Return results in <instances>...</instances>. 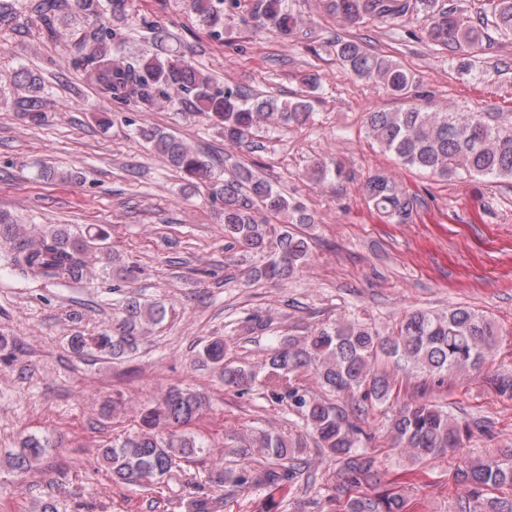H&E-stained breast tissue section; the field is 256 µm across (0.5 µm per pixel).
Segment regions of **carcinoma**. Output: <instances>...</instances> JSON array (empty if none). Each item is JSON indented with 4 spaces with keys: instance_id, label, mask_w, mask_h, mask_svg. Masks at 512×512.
Segmentation results:
<instances>
[{
    "instance_id": "obj_1",
    "label": "carcinoma",
    "mask_w": 512,
    "mask_h": 512,
    "mask_svg": "<svg viewBox=\"0 0 512 512\" xmlns=\"http://www.w3.org/2000/svg\"><path fill=\"white\" fill-rule=\"evenodd\" d=\"M73 2L88 22V27L70 38L73 62L99 94L111 101L134 104L144 113L185 105L220 127L224 145L231 148L241 147L263 127L313 121L311 93L320 88L316 73L309 74L305 90L289 100L222 85L207 68L184 55L128 53L120 29L106 21L107 13L121 12L124 0ZM67 5V0H41L37 13L48 39L59 40L56 11ZM189 6L209 37L222 44L224 15L241 8L242 0H189ZM413 8L427 17L423 39L458 56L463 67L472 66L482 51L483 28L457 9L440 5V0H326L327 12L348 28L371 19L400 26ZM483 11L501 32H512V0H485ZM251 19L258 28L276 30L284 40L303 25L302 15L292 10L288 0H253ZM330 47L339 64L355 78L410 101L401 111L365 115L367 136L402 165L443 180L460 175L512 180V124L490 121L482 112H460L446 104L423 101L413 73L352 36L338 38ZM14 79L29 92L22 117L41 123L45 82L24 68L15 72ZM130 124L138 125L137 134L170 168L206 187L209 199L220 205L229 246L259 256L258 264L245 273V281H287L304 268L310 253L303 228L315 220L303 205L289 199L253 167L239 162L218 174L197 148L153 126L147 118ZM308 176L323 183L345 179L348 173L337 159L324 155L313 162ZM364 192L372 208L389 220L403 223L416 212L415 196L385 172L372 174L364 183ZM107 240L108 231L100 225L79 237L60 224L30 231L0 211V263L23 276L78 281L88 273L86 255L93 245L99 246L102 272L122 280L132 276L136 264L108 250ZM165 316L162 303L129 297L113 315L112 324L89 339L70 337L69 348L81 355L92 344L98 352L118 359L134 352L142 335ZM497 336L494 321L467 306H451L444 313L408 312L387 336L366 322L343 316L306 336L281 337L266 353L261 373L245 362L226 361L224 339L210 340L196 352L193 362L210 367L226 389L248 392L260 386L270 400L287 401L305 432H253L242 454L255 448L267 466L256 473L245 465L237 470L217 465L208 482L238 488L285 485L305 469L302 454L310 439L338 461L336 484L328 500L344 501L343 512H406L407 498L401 490L359 494V488L379 484V472L375 459L359 450L361 439L368 434L350 419L345 405L363 413L395 400L397 379L385 366L387 362L405 374L429 379L477 374L485 368ZM304 376L312 377L320 392L308 391L301 383ZM206 406L202 393L172 390L163 394L141 408L137 430L99 446L100 462L116 482L162 484L177 462L206 456L208 445L188 430ZM476 427L477 422L427 402L405 403L392 411L388 421L392 446L415 461L458 450ZM44 451L43 440L27 436L6 455L5 463L23 474ZM454 480L467 490L459 512H512V498L496 495L512 487L511 460L486 457L472 461L456 470Z\"/></svg>"
}]
</instances>
